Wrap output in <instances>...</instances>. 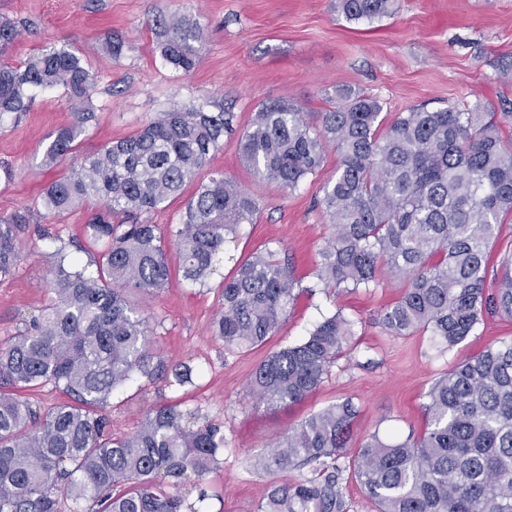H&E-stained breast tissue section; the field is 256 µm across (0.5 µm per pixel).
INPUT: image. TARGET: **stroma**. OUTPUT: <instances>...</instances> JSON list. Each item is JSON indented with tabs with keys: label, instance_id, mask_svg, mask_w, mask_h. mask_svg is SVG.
<instances>
[{
	"label": "stroma",
	"instance_id": "obj_1",
	"mask_svg": "<svg viewBox=\"0 0 512 512\" xmlns=\"http://www.w3.org/2000/svg\"><path fill=\"white\" fill-rule=\"evenodd\" d=\"M177 12L207 27L200 63L192 72L173 69L160 56L156 18ZM0 16L20 32L8 53L23 64L46 45L79 55L99 76L91 102L68 99L63 89L35 91L18 117L0 120V216L29 208L20 231L26 259L18 273L0 280V343L24 328L26 318L48 302L47 255L52 235L79 263L93 252L81 206L51 224L40 217L41 196L67 175L69 162L46 165L49 135L75 113L93 116L77 140L79 153L129 137L159 112L177 105L209 103L211 111L236 116L234 135L212 152L207 173L219 172L252 194L257 213L216 260L204 286L183 280L176 248L168 250L169 284L159 295L129 290L128 299L156 328L155 344L172 365L187 363L193 382L179 387L136 377L114 393L106 412L113 433L137 431L147 410L163 403L198 409L201 421L219 424L224 453L201 486H179L193 512H257L270 475L253 470V457L269 453L288 431L311 414L351 401L355 435L387 439L419 436L427 427L423 405L430 386L463 358L512 339V319L486 318L455 347L430 332L391 337L378 323L404 282L382 276L377 286L327 288L316 276L318 251L330 235L318 200L339 157L328 150L322 168L293 191L257 181L239 158L238 131L262 103L290 100L305 111L329 109L336 88L360 89L383 104L382 115L418 105L431 109L482 101L492 112L512 103V80L502 67L512 61V0H399L392 16L350 23L336 0H0ZM121 46L112 56L107 42ZM270 248L294 269L298 296L287 319L264 345L230 353L212 334L220 288L238 262ZM342 312L356 334L331 366L321 387L303 402L276 410L256 406L250 377L269 354L308 336L325 315Z\"/></svg>",
	"mask_w": 512,
	"mask_h": 512
}]
</instances>
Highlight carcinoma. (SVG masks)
<instances>
[{"mask_svg": "<svg viewBox=\"0 0 512 512\" xmlns=\"http://www.w3.org/2000/svg\"><path fill=\"white\" fill-rule=\"evenodd\" d=\"M398 0H336L348 22L396 12ZM160 53L185 72L199 62L207 29L178 13L157 23ZM17 36L0 18V58ZM97 75L74 52L49 46L21 66L0 62V117L28 110L35 88H61L91 101ZM380 100L336 90L333 106L311 113L286 100L253 113L238 137L241 159L258 179L290 191L316 174L327 147L338 165L319 203L333 235L319 252L317 279L326 288H369L380 268L407 283L380 314L389 336L426 329L448 347L472 335L485 316L512 317V257L488 286L492 247L512 217V138L495 113L469 107H412L388 123ZM90 118L75 113L44 147L54 165L74 153ZM231 112L208 104L173 107L137 134L85 154L42 198L50 222L78 205L100 204L87 224L101 250L93 269L60 245L49 253V302L0 345V512H64L91 502V512H186L165 491L199 482L224 453V433L198 424V411L160 405L131 435H112L104 408L134 376L170 386L191 382L188 365L166 364L154 349V327L126 290L157 294L169 283L168 246L179 250L182 276L204 284L213 263L256 202L222 174L198 185L182 223L162 233L147 214L180 196L210 153L234 132ZM29 214L0 216V278L13 276L23 255L21 225ZM296 280L272 250L241 261L224 280L213 335L227 351L263 344L280 328L295 299ZM356 323L336 312L301 343L261 361L249 387L257 404L278 408L315 393L355 336ZM50 384L67 399L42 408L23 392ZM428 426L417 437L376 433L352 445L357 410L345 401L306 418L251 466L269 474L296 471L267 487L258 512H348L338 461L377 512H512V340L486 347L437 379L425 394Z\"/></svg>", "mask_w": 512, "mask_h": 512, "instance_id": "1", "label": "carcinoma"}]
</instances>
